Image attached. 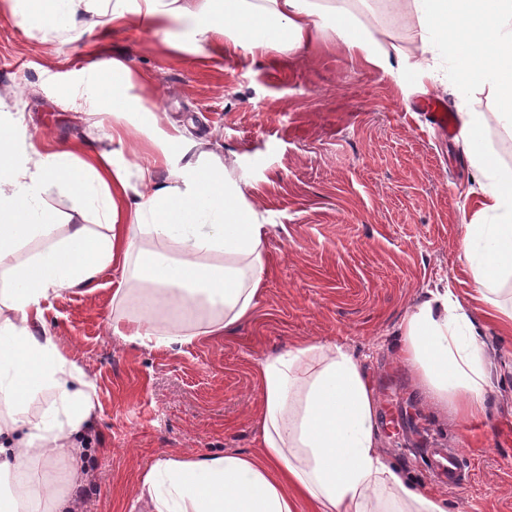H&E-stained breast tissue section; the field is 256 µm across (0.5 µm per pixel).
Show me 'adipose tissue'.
I'll return each instance as SVG.
<instances>
[{
  "label": "adipose tissue",
  "instance_id": "obj_1",
  "mask_svg": "<svg viewBox=\"0 0 512 512\" xmlns=\"http://www.w3.org/2000/svg\"><path fill=\"white\" fill-rule=\"evenodd\" d=\"M12 14L49 36L83 35L108 17L116 29L160 27L182 19L208 52L302 50L314 38L341 40L352 55L393 77L425 80L424 61L391 55L366 26L322 0H8ZM423 53L447 44L465 87H488L512 123V0H409ZM96 84L104 114L146 112L130 95L126 63L100 62ZM146 125L158 154L131 165L94 147L42 153L21 115L0 120V512H80L62 484L82 481L86 430L98 407L96 386L44 328L50 295L92 286L114 265L129 272L116 288L120 311L111 333L146 347L184 346L220 336L248 320L264 286L267 228L256 201L214 152L172 165L169 144L181 128ZM462 134L481 193L460 250L475 288L472 313L448 288L427 291L399 325L398 357L434 405L462 418L483 414L491 389L484 326L512 329V305L500 298L512 279V169L485 145L482 117L466 113ZM166 166L165 179L156 169ZM64 196L75 218L63 238L31 257L19 246L47 234ZM97 228L85 225L87 213ZM259 446L249 455L168 456L142 471L136 501L150 512H448L446 500L416 485L380 447L377 398L362 361L336 343H301L261 358ZM48 403L41 415L32 406Z\"/></svg>",
  "mask_w": 512,
  "mask_h": 512
}]
</instances>
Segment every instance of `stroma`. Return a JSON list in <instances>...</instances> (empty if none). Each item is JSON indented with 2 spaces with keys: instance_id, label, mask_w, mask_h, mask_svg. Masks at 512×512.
Here are the masks:
<instances>
[{
  "instance_id": "1",
  "label": "stroma",
  "mask_w": 512,
  "mask_h": 512,
  "mask_svg": "<svg viewBox=\"0 0 512 512\" xmlns=\"http://www.w3.org/2000/svg\"><path fill=\"white\" fill-rule=\"evenodd\" d=\"M392 55L421 54L418 17L401 0H335ZM171 29L112 31L44 41L0 0V91L24 115L43 152L110 144L118 117L94 112L83 84L102 57L132 62L137 94L164 123L189 124L191 150H213L259 202L268 273L251 318L223 336L179 349L146 348L111 336L112 293L124 280L104 270L93 289L72 288L45 304L46 328L94 381L100 408L88 436L84 512H145L134 502L140 473L180 454H250L258 445L260 391L255 365L302 342H337L363 361L379 405L388 461L422 484L426 450L462 448L471 464L461 485L438 489L448 512H512V333L489 326L494 368L486 416L460 419L428 406L394 359L398 325L426 289L452 288L469 303L473 281L460 259L477 192L462 137L446 138L419 107L439 98L452 114L479 112L485 142L512 168V131L487 92L462 90L447 47L428 56L433 78L417 87L366 66L340 40L303 52L244 51L207 60L166 48Z\"/></svg>"
}]
</instances>
